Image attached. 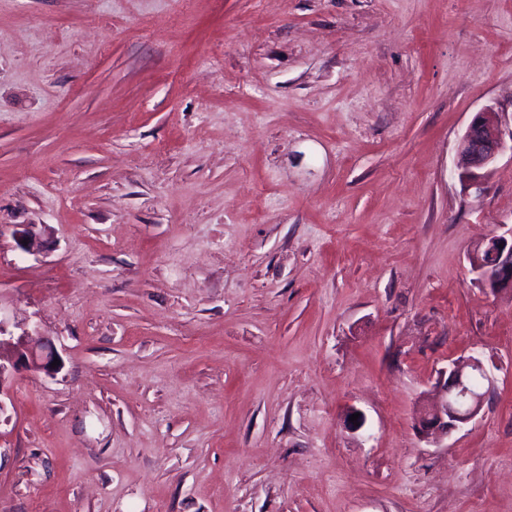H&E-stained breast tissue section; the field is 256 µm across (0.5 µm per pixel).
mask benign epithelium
Here are the masks:
<instances>
[{"instance_id": "7a95c632", "label": "benign epithelium", "mask_w": 512, "mask_h": 512, "mask_svg": "<svg viewBox=\"0 0 512 512\" xmlns=\"http://www.w3.org/2000/svg\"><path fill=\"white\" fill-rule=\"evenodd\" d=\"M496 114L491 106L476 113L458 143L456 169L467 189L480 187L497 159L507 151L512 153V131L504 136ZM502 228L503 232L493 233L467 253L476 281L492 291L512 288V225L504 224ZM13 237L18 247L28 253L41 248L38 234L28 225L14 229ZM25 339L24 334L17 337L9 355L0 353V393L11 371L20 365L48 376L60 370L51 366L58 358L53 346L28 347ZM492 383L493 378L479 357L471 354L453 362L439 374L433 386V400L416 409L415 427L420 436L439 443L475 420Z\"/></svg>"}]
</instances>
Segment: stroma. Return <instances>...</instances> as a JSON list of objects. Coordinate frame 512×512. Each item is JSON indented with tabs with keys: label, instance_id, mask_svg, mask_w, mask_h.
<instances>
[{
	"label": "stroma",
	"instance_id": "1",
	"mask_svg": "<svg viewBox=\"0 0 512 512\" xmlns=\"http://www.w3.org/2000/svg\"><path fill=\"white\" fill-rule=\"evenodd\" d=\"M489 105L512 0H0V321L62 358L0 393V512H512V290L466 261L512 156L454 165ZM479 374L481 389H471L470 378ZM493 383L483 361L473 354L462 357L441 371L433 386V400L415 412V427L427 442L439 443L452 431L469 424L479 415Z\"/></svg>",
	"mask_w": 512,
	"mask_h": 512
}]
</instances>
